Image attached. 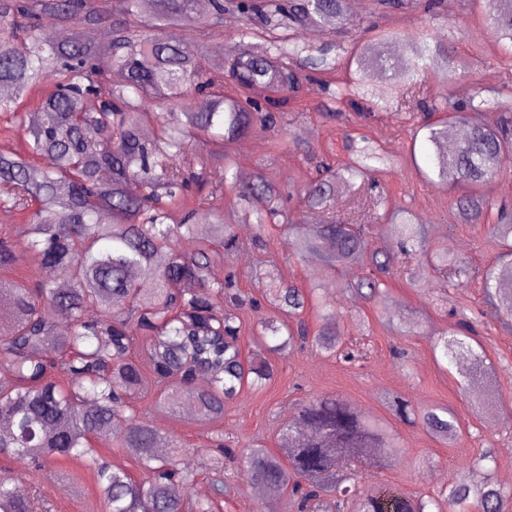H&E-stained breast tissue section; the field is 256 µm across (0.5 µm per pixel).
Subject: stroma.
<instances>
[{
    "instance_id": "stroma-1",
    "label": "stroma",
    "mask_w": 512,
    "mask_h": 512,
    "mask_svg": "<svg viewBox=\"0 0 512 512\" xmlns=\"http://www.w3.org/2000/svg\"><path fill=\"white\" fill-rule=\"evenodd\" d=\"M350 16L356 24L355 36L376 48L387 32L414 34L426 27L433 29L449 42L454 72L444 77L435 67H428L420 84L406 96L391 90L386 81H376L377 95L389 99L391 105L366 120L352 109L343 119L325 118L328 98L324 84L318 79L305 81L299 92V108L289 114L284 146L275 147L276 137L270 133H253L231 144L239 177H249L263 168L285 192L314 176V168L302 159L301 150L308 148L333 156L341 154L344 135L372 138L401 160L396 168L377 176L392 206L424 224L427 240L447 245L457 260L475 268L490 265L498 257L500 246L486 225L458 222L447 189L426 181L413 159L409 101L442 99L451 92L482 90L512 79V58L496 53L495 38L477 0H440L432 15L419 8L381 13L374 0H360ZM224 219L232 223L242 247L239 254L214 267L215 276L236 272L242 294L256 299L262 297L264 285L254 274L266 265L274 266L283 281L303 289H322L336 308V326L343 342L363 340L371 353L362 365L328 357L312 348L269 354L276 369L271 382L260 391L243 390L226 407L218 425L201 420L188 408L151 412V419L166 435L190 449L182 459L183 465L196 474L187 490L190 497L212 493L214 480L224 478L232 468L231 463L195 453L216 429H223L239 447L262 444L273 448L281 423L297 402L322 394L336 395L363 414L384 420L401 438L404 454L400 461L382 472L363 469V487L384 484L412 494H432L445 488L448 478L457 477L465 463L486 448L495 458V478H502L505 470L512 468V457L507 454L512 448V428L503 424L504 406L512 400V328L495 322L479 328L491 379L483 383L482 403L477 407L461 395L457 368L442 366L432 350L433 333L455 327L454 307H480L483 293L479 281L450 291L425 260H413L387 281L391 306L398 317L391 328L372 318V304L354 301L343 288L344 283L364 275L362 265L329 269L317 261L300 259L286 234L257 236L254 225L237 222L229 210ZM364 313L371 316L366 329L360 326ZM392 395L421 408H453L462 428L457 442L436 440L421 427L400 421L386 403ZM0 470L12 473L23 484L36 486L41 496L40 512H106L87 464L61 461L51 474L34 476L27 466L2 459Z\"/></svg>"
}]
</instances>
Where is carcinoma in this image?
<instances>
[{
  "instance_id": "cac0c4a2",
  "label": "carcinoma",
  "mask_w": 512,
  "mask_h": 512,
  "mask_svg": "<svg viewBox=\"0 0 512 512\" xmlns=\"http://www.w3.org/2000/svg\"><path fill=\"white\" fill-rule=\"evenodd\" d=\"M197 0H0V115L25 130L22 153H0V206L23 216L19 238L0 239V270L27 256L36 267L55 270L70 283L61 290L49 281L0 278V368L14 384L0 388V457L41 472L61 460L93 466L107 512H219L224 482L213 495L191 499L184 489L192 473L181 464L186 452L134 401L152 393L149 410L174 411L188 404L207 421L224 419V409L245 387L261 389L274 374L260 353L245 354L242 306L259 312L230 277L215 279L211 269L239 248L224 209L210 208L209 223L197 222L193 189L207 182L213 164H224V183L243 204L244 220L257 227L256 240L269 231L294 239L299 256L324 266L359 262L368 274L345 285L374 304L376 316L392 324L386 278L413 256L430 254L448 286L462 287L479 276L484 309L462 313L456 331H442L434 352L459 367L467 389L484 366L486 351L476 339L481 319L512 323V213L487 197L484 188L512 166V81L485 93H455L444 100H420L418 127L430 161L425 177L454 195L455 215L465 224H488L506 246L496 262L479 272L448 257V249L426 243L423 225L402 212L392 214L399 233L394 250L368 248L365 225L383 218L388 198L374 190L372 176L398 166L400 159L368 137L344 136L346 159L315 160L320 176L292 189L306 212L290 213L280 189L260 169L250 179L236 174L224 145L254 131L285 133L288 114L271 110L260 93L288 91L297 99L304 79L325 78L336 116L372 93L383 78L397 90L411 86L427 63L453 65L448 46L425 31L386 36L389 48L374 55L356 39L346 46L330 39L317 46L301 32L333 26L351 30L346 0H210L200 14ZM380 9L416 4L431 12L436 0H376ZM487 25L498 47L512 54V0H482ZM245 23L224 46V15ZM106 25L101 45L84 31ZM66 28L71 37L47 43L46 29ZM24 37L29 50L13 53L7 43ZM263 45L250 50L251 40ZM221 61L220 76L208 70L209 56ZM351 74L336 82V69ZM46 86L34 105L28 95ZM499 112L494 123L479 119ZM462 124L465 136L449 150L448 126ZM112 129V141L98 131ZM152 127V137L145 129ZM353 190L356 202L346 223L326 210L336 190ZM182 238L200 245L186 255ZM266 299L277 311L258 318L260 345L285 353L311 341L346 362L367 359L363 344L341 346L335 312L321 299L323 328L310 334L302 319L307 298L293 283L276 282L271 271ZM195 282L198 290L182 287ZM95 308L99 316L88 317ZM205 379L199 387L196 381ZM404 420L431 437L455 440L461 427L444 406L418 409L392 398ZM111 442L139 465L141 475L109 465L99 447ZM169 451L161 453L162 443ZM210 452L235 457L224 432L210 438ZM202 448L196 452L206 451ZM402 455L396 438L377 419L361 415L334 396L301 405L279 430L278 448L256 445L242 454L240 473L254 487L286 496L294 512H504L507 494L493 475L494 456L486 449L469 460L458 479L436 497L409 496L396 489L358 487L361 467L393 466ZM33 489L0 474V512H35Z\"/></svg>"
}]
</instances>
